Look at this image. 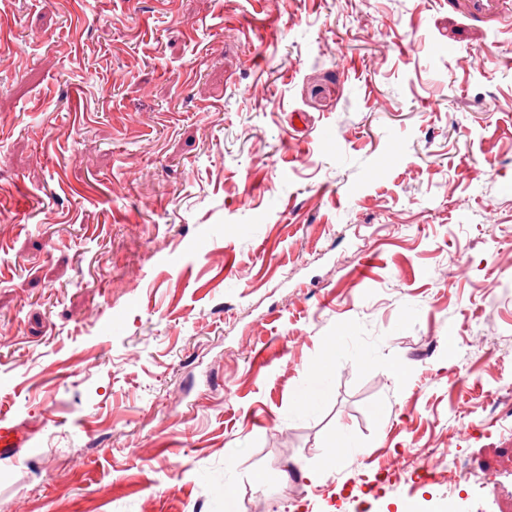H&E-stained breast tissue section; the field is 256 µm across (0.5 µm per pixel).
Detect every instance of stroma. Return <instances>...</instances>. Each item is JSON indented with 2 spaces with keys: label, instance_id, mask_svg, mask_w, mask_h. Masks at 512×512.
I'll list each match as a JSON object with an SVG mask.
<instances>
[{
  "label": "stroma",
  "instance_id": "1",
  "mask_svg": "<svg viewBox=\"0 0 512 512\" xmlns=\"http://www.w3.org/2000/svg\"><path fill=\"white\" fill-rule=\"evenodd\" d=\"M1 187L0 512H512L508 19L0 0ZM29 439V432L12 424L6 414L0 413V460L16 462ZM417 469L418 472L414 471L410 475L411 478L413 474L419 477L420 473L424 476L440 478L449 487L458 490V496L463 487L471 485L469 473L458 459L455 448L429 449L423 453Z\"/></svg>",
  "mask_w": 512,
  "mask_h": 512
}]
</instances>
